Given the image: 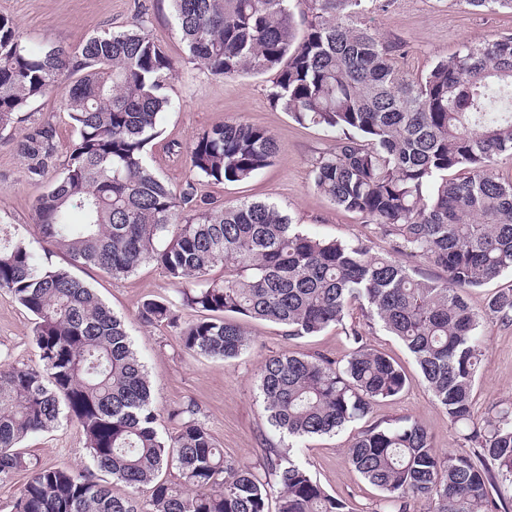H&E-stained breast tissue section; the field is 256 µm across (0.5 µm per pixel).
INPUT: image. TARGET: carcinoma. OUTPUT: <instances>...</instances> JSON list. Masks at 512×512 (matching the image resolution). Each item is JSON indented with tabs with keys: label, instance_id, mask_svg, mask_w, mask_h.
Here are the masks:
<instances>
[{
	"label": "carcinoma",
	"instance_id": "carcinoma-1",
	"mask_svg": "<svg viewBox=\"0 0 512 512\" xmlns=\"http://www.w3.org/2000/svg\"><path fill=\"white\" fill-rule=\"evenodd\" d=\"M184 53L214 75L277 72L272 104L301 125L339 133L313 163L315 190L412 248L445 273L428 278L362 241L317 238L273 202L196 201L199 181L241 182L269 167L273 135L240 120L190 143L193 177L180 188L147 158L165 85L178 61L138 27L103 32L73 51L36 48L0 15V130L73 78L62 102L77 132L63 176L33 204L47 253L115 279L160 266L177 298L147 299L139 315L165 325L183 349L234 358L251 340L238 317L315 336L358 306L407 348L436 404L478 445L441 455L427 429L405 418L363 429L346 450L380 492L381 512H512V405L474 422L481 327L512 323V289L484 311L466 293L512 272V34L466 42L413 74L400 44L371 25L387 0H305L299 31L290 0H170ZM474 12H510L512 0H460ZM30 179L55 156L46 122L17 141ZM221 266L224 277L210 272ZM0 288L35 317L39 364L0 363V479L25 471L15 512H353L291 455L265 449L258 465L224 455L187 406L157 429L149 380L124 322L68 270L42 265L17 231L0 226ZM199 313L183 319V311ZM343 365L285 351L260 368L259 397L276 431L295 440L331 435L406 388L404 370L346 331ZM78 426L91 466L39 467L19 444L62 420ZM178 478H159L166 468ZM103 472L109 479L97 476ZM127 489L124 494L114 487ZM147 490L140 499L141 490Z\"/></svg>",
	"mask_w": 512,
	"mask_h": 512
}]
</instances>
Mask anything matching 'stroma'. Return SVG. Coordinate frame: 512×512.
Listing matches in <instances>:
<instances>
[{"instance_id":"1","label":"stroma","mask_w":512,"mask_h":512,"mask_svg":"<svg viewBox=\"0 0 512 512\" xmlns=\"http://www.w3.org/2000/svg\"><path fill=\"white\" fill-rule=\"evenodd\" d=\"M0 15L11 17L21 40L34 46L75 48L105 30L141 27L181 61L166 90L173 106L163 114L160 135L148 147V161L161 179L176 187L189 178L184 150L203 130L230 120L247 122L275 137L278 151L272 165L243 182L201 183L200 195L227 205L243 200L276 202L306 233L325 239L361 240L373 253L391 255L425 276L442 278L440 269L426 264L412 249H394L378 226L364 223L358 214L336 206L313 188L312 165L333 147L334 135L299 125L287 113L273 108L268 94L274 73L227 79L212 75L199 63L182 60L169 0H0ZM373 25L382 36L400 42L406 67L421 72L462 43L512 33V14L475 13L459 0H391L386 10L374 14ZM69 85V78H61L51 94L20 112L13 126L0 133V222L15 226L29 239L35 236L33 202L61 177L76 140V131L61 108ZM47 121L56 131V154L44 178L34 181L16 151V142ZM51 262L70 267L74 276L125 319L152 381L162 428L171 426V409L192 406L225 455L246 463H258L264 448L287 445L286 439L270 427L258 395L262 362L285 350L345 361L350 351L346 328L363 321L361 312L355 310L343 324L330 326L318 335L291 338L276 324L248 319L244 325L251 344L246 350L235 358H207L186 352L172 329L140 321L138 311L144 300L176 296L174 285L156 264H143L133 274L115 279L92 267L70 266L62 255L52 256ZM32 329V314L8 290L0 289V360L19 366L36 364ZM483 334L473 406L478 421L492 410L512 404V324L485 323ZM367 340L403 368L409 380L406 390L399 397L374 404L366 420L353 422L333 435L305 439L294 447L313 478L354 512H377L379 507L378 491L361 478L344 455L365 424L409 418L426 427L441 453L473 457L478 451L464 430L451 424L435 403L403 343L377 325L368 328ZM21 446L42 467L79 469L88 463L84 437L69 422L27 437Z\"/></svg>"}]
</instances>
